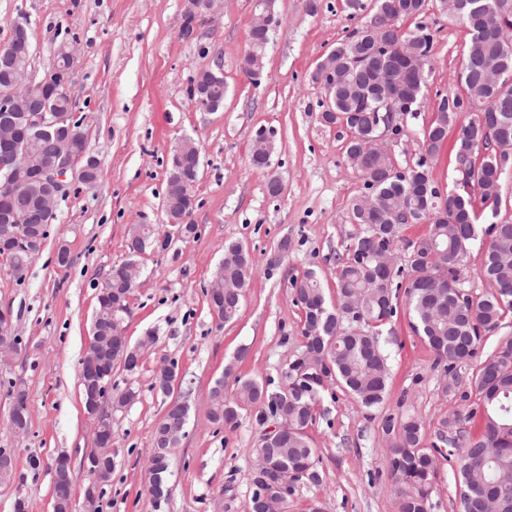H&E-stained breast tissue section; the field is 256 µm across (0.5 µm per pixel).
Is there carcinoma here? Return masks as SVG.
<instances>
[{"label": "carcinoma", "mask_w": 512, "mask_h": 512, "mask_svg": "<svg viewBox=\"0 0 512 512\" xmlns=\"http://www.w3.org/2000/svg\"><path fill=\"white\" fill-rule=\"evenodd\" d=\"M181 36L194 31L196 15L207 9L205 0H189ZM354 18L369 12L367 20L349 37L367 38V55L358 58L355 44L340 42L323 60L336 70V119L357 109H365L364 121L346 122L352 137L346 154L365 147L385 127L380 110L382 97L400 96L414 111L423 96L427 76L435 60V35L419 20L428 9L427 0H345ZM389 13L399 34L389 41L368 38L370 26L379 15ZM415 18L414 29L405 30L402 22ZM451 21L466 28L470 40L463 57L460 81L465 95L448 100L437 119L425 130L427 158L405 171L395 168L383 155L361 170L365 186L378 197L370 211L359 208V198L351 201L353 221L361 231L346 247L347 258L336 285V305L327 303L318 273L309 269L293 282L304 319L301 334L304 354L282 373L277 389L270 382L237 376L236 398L224 397V380L211 388L210 419L218 425L234 426L239 411L246 406L261 408L259 422L268 417L288 414V432L278 438H262L260 464L254 473L250 512H260L261 499L279 490L278 478L297 473V478L318 485L317 449L308 440L306 429L314 420L313 405L326 385H334L367 409L380 407L386 399L389 364L380 344V327L397 313L399 291H404L414 316L412 328L434 351L437 364L449 370L467 362L478 353L484 337L501 327L505 313L512 312V216L500 217L501 196L493 199L482 193L488 174L512 171V37L497 35V29L512 27V0H458ZM9 45L20 54L12 65L0 60V85L14 78L21 94L11 112H0L25 128L17 146L19 157L32 168L51 159L57 136L70 128L78 133V150L88 152L75 117L74 103L66 87L53 79L37 80L31 71L32 47L24 24L16 23ZM69 46L60 44L52 69L70 76ZM502 74L497 83L484 79V69ZM191 95L201 99L207 112L224 109V76L221 69H207L197 78ZM40 98L48 106L49 121L41 127H25L29 98ZM462 123L453 145L456 179L446 193L439 189L427 159H435L442 150L448 128L461 114ZM273 142L262 132L256 135L251 158L268 154ZM201 167L196 148L182 146L170 162L167 184L185 178L198 179ZM54 187L33 182L17 198L24 205L30 199L48 196ZM416 211L412 223L428 225L427 232L405 243L406 266L411 279L402 285V268H394L392 255L407 223L399 220L401 203ZM193 201L188 194L166 192L165 217L168 229L161 232L153 224L131 225L127 238V262L132 263L148 249L166 250L174 238L187 239L196 232L190 217ZM491 216L485 234L489 242L480 275L494 285L493 291L475 297L463 288L460 274L477 224L483 215ZM55 215L42 217L39 224L24 230L25 245L16 246L11 237L0 232V254H7L16 272H22L41 250L47 228ZM118 265L107 276L108 296L98 300L91 322V334L112 337V356L100 360L110 372L116 365L133 373L138 370L134 344L126 339L124 322L129 316L127 294L130 286ZM251 272V260L245 247L236 242L224 245V256L213 279L224 282V296L209 300L212 314L222 323L233 320L240 310L243 290ZM479 396L477 407L466 415H454L441 424L438 442L427 446L424 425L416 417H387L383 431L390 438V472L397 484L399 512H430L435 455L457 457L461 512H486L493 503L494 512H512V338L502 340L481 360L470 381ZM114 408H123L136 398L128 388L112 392L105 387ZM187 422V408L170 409L157 425L152 445L156 465L149 476L150 492L155 499L164 496L170 473L172 453ZM10 424L24 431L29 424L27 394L13 386Z\"/></svg>", "instance_id": "cac0c4a2"}]
</instances>
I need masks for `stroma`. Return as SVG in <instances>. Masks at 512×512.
<instances>
[{
	"label": "stroma",
	"mask_w": 512,
	"mask_h": 512,
	"mask_svg": "<svg viewBox=\"0 0 512 512\" xmlns=\"http://www.w3.org/2000/svg\"><path fill=\"white\" fill-rule=\"evenodd\" d=\"M318 4L312 14L305 0H273L277 24L256 86L243 72L253 0H216L189 39L180 36L185 0H0V47L15 22L25 23L37 77L48 73L60 43L80 47L68 92L100 163L97 186L73 183L59 200L49 236L23 275L0 255V306L11 308L19 340L17 352L0 355V448L14 454L17 471L0 483V512H15L19 499L25 512H53L49 466L61 453L77 489L88 483L83 465L94 447V419L84 408L79 373L98 294L126 256L130 225L165 223L168 168L186 136L202 161L191 214L197 232L140 258L126 334L135 342L151 332L155 341L136 374L112 370L113 387L133 388L137 397L111 413L112 475L99 489L97 512H249L265 428L250 406L236 426L214 424L210 390L220 379L225 395H233L229 369L279 379L304 349L294 280L315 269L327 298L335 299L339 259L359 231L350 202L364 179L346 155L351 132L322 121L325 91L311 80L318 61L359 22L343 0ZM425 21L437 32L428 90L416 111L401 115L400 134L384 142L401 170L423 157L440 97L463 91L458 74L467 30L449 21L438 0H429ZM215 66L224 76V109L212 113L199 108L189 88ZM262 130L274 152L270 167L257 169L250 150ZM274 177L282 183L276 195L267 188ZM284 238L288 254L269 269ZM230 242L248 250L252 269L238 316L221 325L207 289ZM63 247L73 258L67 266L57 262ZM410 321L399 310L381 337L390 366L383 409L366 412L339 389L322 393L306 433L323 482L297 485L288 512H310L314 503L321 512H399L383 416L421 418L432 442L443 420L470 408L460 386L470 381L475 361L444 372ZM166 364L177 372L168 396L154 386ZM19 381L31 413L24 434L9 424L11 385ZM174 399L187 405L188 418L168 493L157 500L149 491L148 455Z\"/></svg>",
	"instance_id": "stroma-1"
}]
</instances>
